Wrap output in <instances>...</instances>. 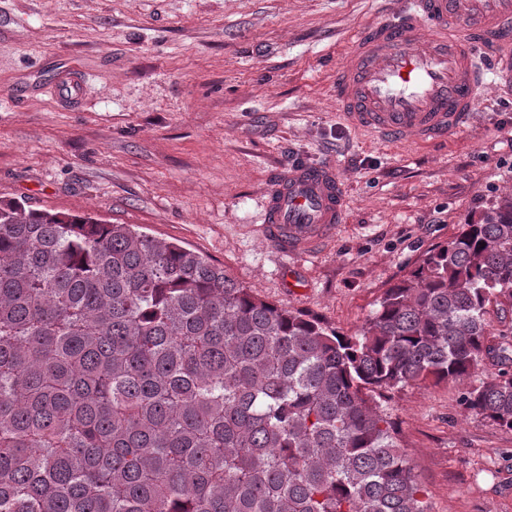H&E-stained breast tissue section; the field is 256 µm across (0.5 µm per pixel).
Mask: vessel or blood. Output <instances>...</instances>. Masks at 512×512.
I'll use <instances>...</instances> for the list:
<instances>
[{
  "instance_id": "vessel-or-blood-1",
  "label": "vessel or blood",
  "mask_w": 512,
  "mask_h": 512,
  "mask_svg": "<svg viewBox=\"0 0 512 512\" xmlns=\"http://www.w3.org/2000/svg\"><path fill=\"white\" fill-rule=\"evenodd\" d=\"M401 18L360 29L333 92L342 118L378 138L435 142L460 131L483 90L512 87V0H412ZM60 101L77 103L83 75L62 71ZM332 165L276 179L263 204L262 233L280 254L311 255L346 221Z\"/></svg>"
}]
</instances>
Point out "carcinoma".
Here are the masks:
<instances>
[{"label": "carcinoma", "mask_w": 512, "mask_h": 512, "mask_svg": "<svg viewBox=\"0 0 512 512\" xmlns=\"http://www.w3.org/2000/svg\"><path fill=\"white\" fill-rule=\"evenodd\" d=\"M512 197L347 335L132 224L0 202V512H431L378 400L512 430Z\"/></svg>", "instance_id": "carcinoma-1"}]
</instances>
